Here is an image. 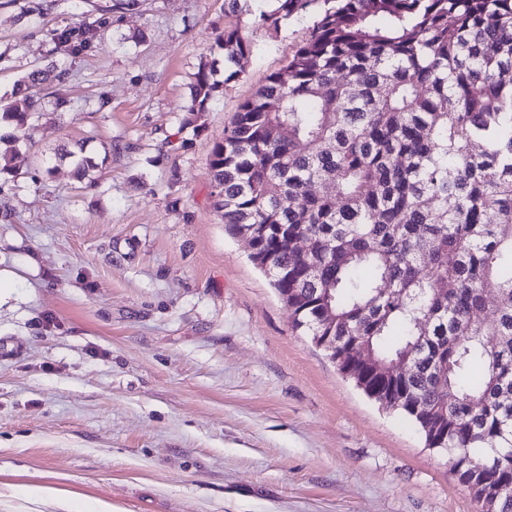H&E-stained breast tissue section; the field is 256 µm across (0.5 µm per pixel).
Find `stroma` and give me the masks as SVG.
Listing matches in <instances>:
<instances>
[{
	"instance_id": "obj_1",
	"label": "stroma",
	"mask_w": 512,
	"mask_h": 512,
	"mask_svg": "<svg viewBox=\"0 0 512 512\" xmlns=\"http://www.w3.org/2000/svg\"><path fill=\"white\" fill-rule=\"evenodd\" d=\"M118 2L0 0V100L65 72L0 176V512H482L446 453L293 331L215 207L212 147L323 0L275 28L254 23L272 0H238L251 52L187 129L224 0ZM85 23L93 51L56 47Z\"/></svg>"
}]
</instances>
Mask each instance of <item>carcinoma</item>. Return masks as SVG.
<instances>
[{
    "label": "carcinoma",
    "mask_w": 512,
    "mask_h": 512,
    "mask_svg": "<svg viewBox=\"0 0 512 512\" xmlns=\"http://www.w3.org/2000/svg\"><path fill=\"white\" fill-rule=\"evenodd\" d=\"M274 2L256 24L276 28L309 0ZM54 40L83 53L96 29ZM215 45L226 64L250 52L232 23ZM215 66L199 67L188 125L218 91ZM61 76L50 65L15 83L0 143L25 136L39 88ZM210 166L225 227L254 236L292 329L368 375L367 395L401 399L483 512H512V0L327 4ZM393 361L409 374H390Z\"/></svg>",
    "instance_id": "carcinoma-1"
}]
</instances>
